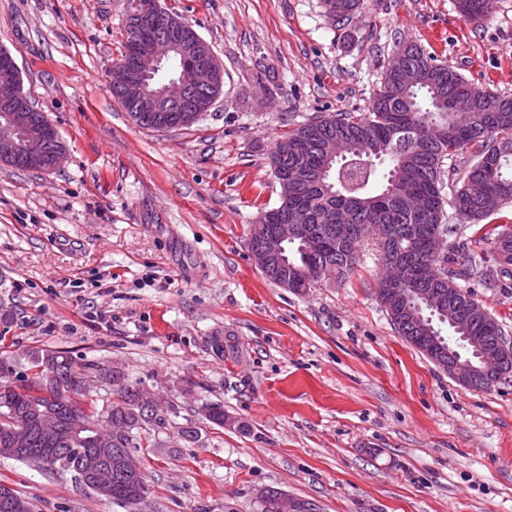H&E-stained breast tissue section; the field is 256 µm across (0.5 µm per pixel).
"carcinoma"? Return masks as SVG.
<instances>
[{"mask_svg": "<svg viewBox=\"0 0 512 512\" xmlns=\"http://www.w3.org/2000/svg\"><path fill=\"white\" fill-rule=\"evenodd\" d=\"M149 0H129L125 32L132 35L136 13L145 10ZM331 20L343 22L359 12L364 0H322ZM460 13L478 21L481 0H457ZM404 68L415 76V83L403 85L386 71L369 112L352 116L336 114L306 122L280 140L270 162L281 187V202L276 223L286 224L290 217L311 225L325 243L305 253L298 246L286 247V262L275 263L265 271L277 284L303 282L313 284L327 272L349 275L358 261V245L368 235L377 237L382 258L404 262L409 275L398 292L378 287V297L393 325L404 339L418 350H429L431 341L425 327L446 331L449 351L430 350L436 365L448 370V359L464 353L461 336L478 338L491 345L503 335L484 318L471 315L474 302L470 291L459 288L456 326L440 320L422 308L424 324L408 320L404 300L412 292L435 289L448 297V279L485 278V255L495 256L498 240L508 227L482 236V255L472 256L458 267L454 255L445 254L438 262L448 263V276L420 277V267L432 262L430 234H448L441 184L444 161H453L464 150H474L475 162L462 178L452 206L466 224H482L503 205L512 202V98L479 88L452 66L437 61L415 44L403 45ZM349 141L350 149L370 165L361 187L350 192L340 179L341 163L328 161L319 152L328 138ZM304 167L323 178L300 184L288 175ZM333 213L359 233L345 242L336 240V224L325 221ZM29 373L15 372L16 360L0 356V457L21 460L10 445L12 434L27 428L24 448L45 457L46 470L69 474L80 481L86 463L94 457L112 466V502L124 506L131 497L147 498L150 488L141 466L131 458L143 447V439L163 425L158 401L146 406L140 399L142 387L129 379L119 366L110 369L88 363L78 365L69 352L58 349L31 350L24 354ZM98 371L114 383L108 396L97 405L87 402L80 391L85 374ZM51 404L56 410L62 433L70 427L71 412L79 410L87 424L98 433H107L105 445L49 444L28 420L36 409ZM205 419L220 428L231 422L241 432L248 424L231 420L224 405L204 407ZM0 512H34L32 501L16 490L0 484Z\"/></svg>", "mask_w": 512, "mask_h": 512, "instance_id": "cac0c4a2", "label": "carcinoma"}]
</instances>
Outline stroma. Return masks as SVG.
Segmentation results:
<instances>
[{
	"mask_svg": "<svg viewBox=\"0 0 512 512\" xmlns=\"http://www.w3.org/2000/svg\"><path fill=\"white\" fill-rule=\"evenodd\" d=\"M161 2L224 68L210 111L167 132L106 88L127 0H0V48L67 152L48 173L0 164V313L14 318L0 352L22 371L26 351L66 350L168 393L167 425L139 452L141 512H259L266 486L321 512H512V376L467 388L407 343L377 295L375 240L352 276L301 292L249 247L280 203L276 141L367 112L400 42L512 98V0L480 22L456 0H365L340 24L320 0ZM468 287L512 340V275ZM213 402L249 432L206 421ZM0 483L37 512H128L14 459Z\"/></svg>",
	"mask_w": 512,
	"mask_h": 512,
	"instance_id": "35a3bbf8",
	"label": "stroma"
}]
</instances>
